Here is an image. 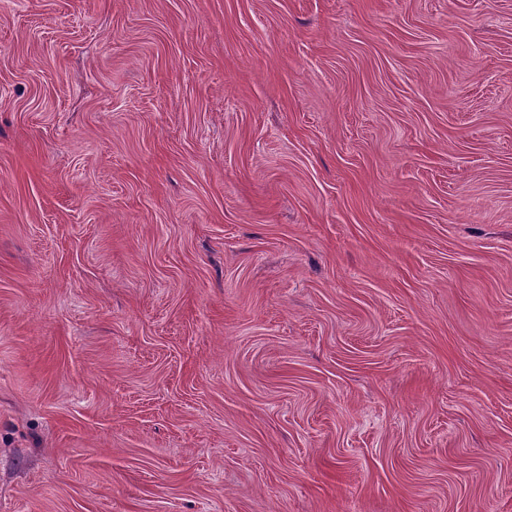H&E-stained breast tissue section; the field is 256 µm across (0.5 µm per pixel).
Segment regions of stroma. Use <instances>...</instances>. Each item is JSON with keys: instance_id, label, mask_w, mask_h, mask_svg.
Returning <instances> with one entry per match:
<instances>
[{"instance_id": "35a3bbf8", "label": "stroma", "mask_w": 512, "mask_h": 512, "mask_svg": "<svg viewBox=\"0 0 512 512\" xmlns=\"http://www.w3.org/2000/svg\"><path fill=\"white\" fill-rule=\"evenodd\" d=\"M0 512H512V0H0Z\"/></svg>"}]
</instances>
